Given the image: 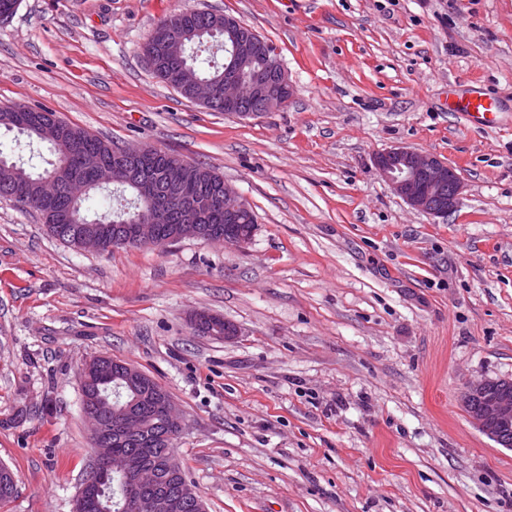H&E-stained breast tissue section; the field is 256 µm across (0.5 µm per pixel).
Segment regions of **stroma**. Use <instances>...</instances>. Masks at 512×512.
<instances>
[{"label":"stroma","mask_w":512,"mask_h":512,"mask_svg":"<svg viewBox=\"0 0 512 512\" xmlns=\"http://www.w3.org/2000/svg\"><path fill=\"white\" fill-rule=\"evenodd\" d=\"M183 9L244 22L292 96L239 119L184 98L142 54ZM474 81L505 106L448 109ZM26 105L223 175L248 244L99 253L0 198V512H74L93 457L83 364L108 355L183 411L174 453L208 512H512V448L462 404L512 379V0H19L0 22V108ZM394 145L448 160L447 217L395 195ZM238 328L198 335L193 311ZM448 109L460 112L474 126H489L494 123L490 116L502 112L498 100L472 84H456L448 91Z\"/></svg>","instance_id":"stroma-1"}]
</instances>
